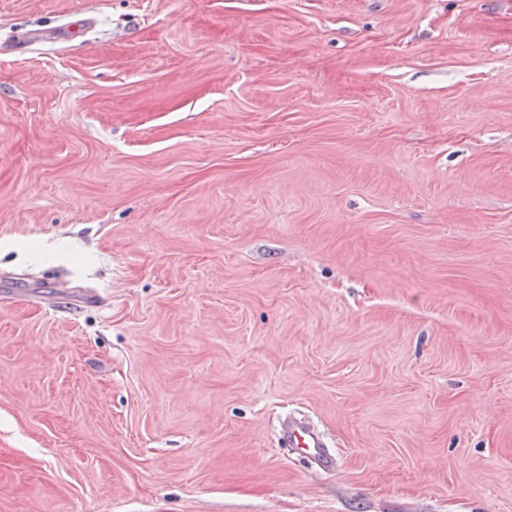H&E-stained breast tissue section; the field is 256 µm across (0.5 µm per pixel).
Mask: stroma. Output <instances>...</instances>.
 Wrapping results in <instances>:
<instances>
[{
    "mask_svg": "<svg viewBox=\"0 0 512 512\" xmlns=\"http://www.w3.org/2000/svg\"><path fill=\"white\" fill-rule=\"evenodd\" d=\"M0 512H512V0H0ZM283 442L295 454L317 462L323 470H334L337 464L336 454L329 449L324 435L308 422L289 418L284 424Z\"/></svg>",
    "mask_w": 512,
    "mask_h": 512,
    "instance_id": "stroma-1",
    "label": "stroma"
}]
</instances>
